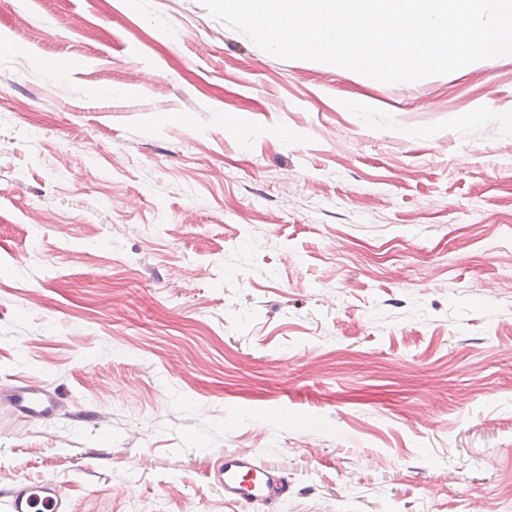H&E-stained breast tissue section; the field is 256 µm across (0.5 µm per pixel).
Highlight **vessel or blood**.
<instances>
[{
    "label": "vessel or blood",
    "instance_id": "vessel-or-blood-1",
    "mask_svg": "<svg viewBox=\"0 0 512 512\" xmlns=\"http://www.w3.org/2000/svg\"><path fill=\"white\" fill-rule=\"evenodd\" d=\"M14 411L28 420L49 421L59 412L54 391L36 383L15 387L11 395ZM214 482L227 498L244 504H270L288 496L289 486L279 469L259 462L253 455L228 453L212 471ZM8 512H63L64 503L55 483H20L0 491Z\"/></svg>",
    "mask_w": 512,
    "mask_h": 512
}]
</instances>
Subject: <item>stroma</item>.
Listing matches in <instances>:
<instances>
[{"label":"stroma","instance_id":"35a3bbf8","mask_svg":"<svg viewBox=\"0 0 512 512\" xmlns=\"http://www.w3.org/2000/svg\"><path fill=\"white\" fill-rule=\"evenodd\" d=\"M24 382L57 418L14 413ZM227 452L290 495L225 500ZM24 480L67 512L511 486L512 56L386 84L198 0H0V489ZM10 400L14 411L26 420L49 421L59 412L57 394L42 384L23 383L15 387Z\"/></svg>","mask_w":512,"mask_h":512}]
</instances>
